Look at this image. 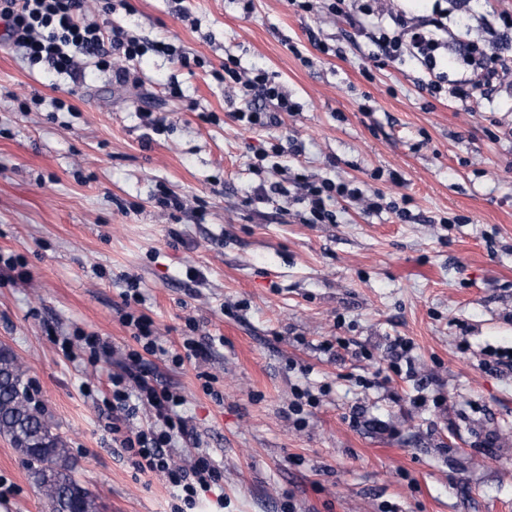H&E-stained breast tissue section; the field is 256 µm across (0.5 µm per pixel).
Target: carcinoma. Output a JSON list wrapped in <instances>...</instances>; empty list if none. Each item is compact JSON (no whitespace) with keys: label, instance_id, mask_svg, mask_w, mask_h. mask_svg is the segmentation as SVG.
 <instances>
[{"label":"carcinoma","instance_id":"carcinoma-1","mask_svg":"<svg viewBox=\"0 0 512 512\" xmlns=\"http://www.w3.org/2000/svg\"><path fill=\"white\" fill-rule=\"evenodd\" d=\"M24 376L13 353L0 348V436L8 438L50 512H100L97 497L73 475L70 449L32 405Z\"/></svg>","mask_w":512,"mask_h":512}]
</instances>
